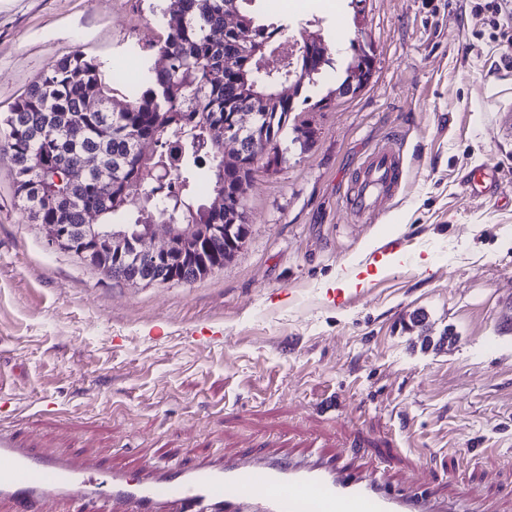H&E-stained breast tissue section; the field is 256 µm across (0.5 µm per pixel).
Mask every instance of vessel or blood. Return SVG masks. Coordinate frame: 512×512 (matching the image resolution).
Masks as SVG:
<instances>
[{
    "label": "vessel or blood",
    "mask_w": 512,
    "mask_h": 512,
    "mask_svg": "<svg viewBox=\"0 0 512 512\" xmlns=\"http://www.w3.org/2000/svg\"><path fill=\"white\" fill-rule=\"evenodd\" d=\"M398 172L393 144L376 147L357 169L347 210L368 213L378 196L396 190ZM499 181L498 167L486 165L469 171L465 187L485 197ZM73 497L106 498L110 512H447L415 492L393 494L330 459L206 460L132 475L68 455L36 454L0 427V501L10 502L14 512H50L53 502Z\"/></svg>",
    "instance_id": "vessel-or-blood-1"
}]
</instances>
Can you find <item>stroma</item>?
<instances>
[{
	"label": "stroma",
	"mask_w": 512,
	"mask_h": 512,
	"mask_svg": "<svg viewBox=\"0 0 512 512\" xmlns=\"http://www.w3.org/2000/svg\"><path fill=\"white\" fill-rule=\"evenodd\" d=\"M478 0H253L254 15L321 34L332 62L307 87L315 132L257 170L249 229L222 269L190 284L130 285L48 245L21 209L0 144V403L45 454L137 471L253 452L354 467L393 491L512 512V67ZM161 0H0V113L74 51L165 67ZM375 51L370 84L328 93L351 43ZM396 139L404 175L378 214L344 198L359 163ZM497 164L496 197L464 186ZM381 250L360 298L330 281ZM426 315L425 328L410 316Z\"/></svg>",
	"instance_id": "1"
}]
</instances>
